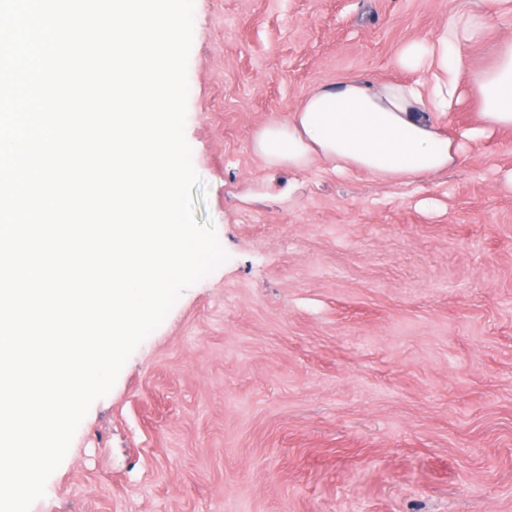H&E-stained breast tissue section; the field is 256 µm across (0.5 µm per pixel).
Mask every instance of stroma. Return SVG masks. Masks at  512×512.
<instances>
[{
	"instance_id": "35a3bbf8",
	"label": "stroma",
	"mask_w": 512,
	"mask_h": 512,
	"mask_svg": "<svg viewBox=\"0 0 512 512\" xmlns=\"http://www.w3.org/2000/svg\"><path fill=\"white\" fill-rule=\"evenodd\" d=\"M468 69L512 42V0ZM451 0H195L185 136L228 259L94 402L30 512H512V130L424 178L268 164L254 133L396 58Z\"/></svg>"
}]
</instances>
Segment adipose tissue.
Segmentation results:
<instances>
[{
  "instance_id": "1",
  "label": "adipose tissue",
  "mask_w": 512,
  "mask_h": 512,
  "mask_svg": "<svg viewBox=\"0 0 512 512\" xmlns=\"http://www.w3.org/2000/svg\"><path fill=\"white\" fill-rule=\"evenodd\" d=\"M485 26L483 14L461 0L435 39L401 49L397 63L415 73V81L371 85L350 78L315 90L288 120L261 128L253 151L293 169L318 157L339 174L362 171L394 181L448 169L462 149L434 118L455 104L465 50L483 37ZM470 86L481 112L468 139H481L492 128L512 129V43L491 65L472 72Z\"/></svg>"
}]
</instances>
